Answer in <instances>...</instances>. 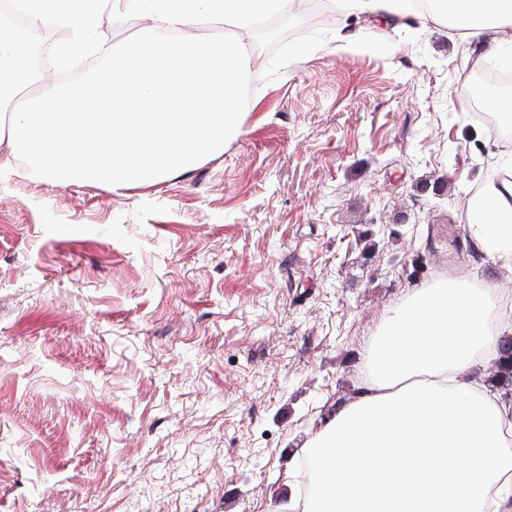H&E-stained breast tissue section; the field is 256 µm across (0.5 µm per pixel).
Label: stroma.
Segmentation results:
<instances>
[{"label":"stroma","instance_id":"obj_1","mask_svg":"<svg viewBox=\"0 0 512 512\" xmlns=\"http://www.w3.org/2000/svg\"><path fill=\"white\" fill-rule=\"evenodd\" d=\"M293 15L325 43L262 82L221 156L147 187L0 178V512H273L388 311L453 277L512 146L445 23Z\"/></svg>","mask_w":512,"mask_h":512}]
</instances>
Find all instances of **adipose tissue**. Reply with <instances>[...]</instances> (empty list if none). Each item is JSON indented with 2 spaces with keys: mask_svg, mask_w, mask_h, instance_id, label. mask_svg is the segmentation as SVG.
<instances>
[{
  "mask_svg": "<svg viewBox=\"0 0 512 512\" xmlns=\"http://www.w3.org/2000/svg\"><path fill=\"white\" fill-rule=\"evenodd\" d=\"M425 13L512 70V0H433ZM338 11L396 25L413 0H332ZM486 176L467 220L512 274V154ZM497 287L443 278L414 289L382 321L355 397L306 439L308 490L294 512H512V402L472 375L512 324L494 321Z\"/></svg>",
  "mask_w": 512,
  "mask_h": 512,
  "instance_id": "adipose-tissue-1",
  "label": "adipose tissue"
}]
</instances>
